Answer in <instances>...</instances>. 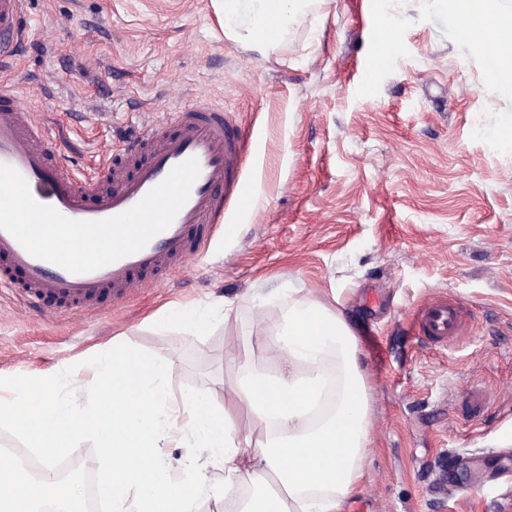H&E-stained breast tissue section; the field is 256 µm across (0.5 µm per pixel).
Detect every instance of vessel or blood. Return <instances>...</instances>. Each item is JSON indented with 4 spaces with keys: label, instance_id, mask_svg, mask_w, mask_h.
<instances>
[{
    "label": "vessel or blood",
    "instance_id": "b4317fda",
    "mask_svg": "<svg viewBox=\"0 0 512 512\" xmlns=\"http://www.w3.org/2000/svg\"><path fill=\"white\" fill-rule=\"evenodd\" d=\"M24 0H0V69L16 62L26 37ZM174 131L164 125L145 127L122 154H106L96 170L77 176L52 161L45 146L44 123L25 107L16 90L0 83V164L15 168L33 197L76 220H102L138 203L177 164L196 159L200 173L189 198L171 226L140 251L98 270L73 274L30 255L8 232L0 230V288L19 293L27 308L52 309L78 319L95 308L103 296L121 304L145 287L162 286L176 269L187 268L216 231L234 236L226 223L229 202L245 206L247 195L239 174L250 153L230 126L224 108L199 100L172 112ZM112 191H101L102 179ZM464 333L460 304L442 298L421 309L417 334L444 343Z\"/></svg>",
    "mask_w": 512,
    "mask_h": 512
}]
</instances>
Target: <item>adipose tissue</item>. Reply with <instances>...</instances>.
<instances>
[{
  "label": "adipose tissue",
  "instance_id": "1",
  "mask_svg": "<svg viewBox=\"0 0 512 512\" xmlns=\"http://www.w3.org/2000/svg\"><path fill=\"white\" fill-rule=\"evenodd\" d=\"M491 0H455L468 18L466 37L486 47L493 28L512 30V12ZM225 37L266 55L301 8V0H212ZM261 323L281 333L270 357L277 373L260 369L239 338L224 343L235 382L223 405L190 394L170 405L165 387L175 359L123 346L96 353L88 405L76 409L64 390L83 368L75 362L21 375L0 373V424L24 438L16 456L37 448L45 460L92 435L104 447L98 497L113 512H196L200 497L225 512H342L360 492L371 442V388L358 337L343 312L319 302L289 304L284 316L262 310ZM205 449V465L172 477L160 449L175 436ZM54 500L76 512V485L0 466V512H41Z\"/></svg>",
  "mask_w": 512,
  "mask_h": 512
}]
</instances>
